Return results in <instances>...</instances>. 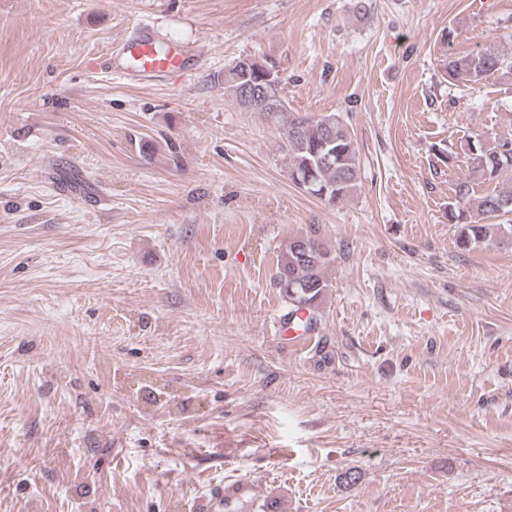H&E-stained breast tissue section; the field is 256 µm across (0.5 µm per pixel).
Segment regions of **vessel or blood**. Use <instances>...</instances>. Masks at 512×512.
I'll use <instances>...</instances> for the list:
<instances>
[{
  "mask_svg": "<svg viewBox=\"0 0 512 512\" xmlns=\"http://www.w3.org/2000/svg\"><path fill=\"white\" fill-rule=\"evenodd\" d=\"M201 57L199 51L188 49L179 41H172L166 51H158L157 38L152 26L137 25L135 31L124 36L100 62L104 73L118 75L129 84L144 78H164L184 74L191 70ZM301 314L283 315L277 321L281 339L290 346L303 348L307 335L300 326ZM256 493L253 481L238 478L225 481L214 488L205 503L204 512H239Z\"/></svg>",
  "mask_w": 512,
  "mask_h": 512,
  "instance_id": "obj_1",
  "label": "vessel or blood"
}]
</instances>
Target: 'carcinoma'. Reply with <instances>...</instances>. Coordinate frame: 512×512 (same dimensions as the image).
Returning <instances> with one entry per match:
<instances>
[{"label": "carcinoma", "instance_id": "carcinoma-1", "mask_svg": "<svg viewBox=\"0 0 512 512\" xmlns=\"http://www.w3.org/2000/svg\"><path fill=\"white\" fill-rule=\"evenodd\" d=\"M448 74L458 83L476 84L495 74L512 75V33L492 50L458 56L448 54ZM224 95L235 105L283 126L288 172L304 192H326L322 199L334 207L348 200L360 183L357 141L350 128L335 114L318 117L287 115L281 95L283 77L278 72L224 68ZM469 176L455 185L448 203V223L461 225L459 246L468 250L490 241H512V136L467 144ZM492 187L472 197L471 179ZM299 249L285 247L277 260L274 283L292 312L308 311L312 324L329 288L326 272L335 258L316 229L300 236Z\"/></svg>", "mask_w": 512, "mask_h": 512}]
</instances>
